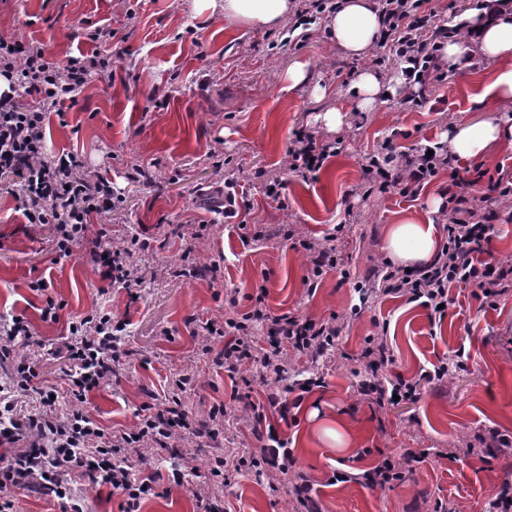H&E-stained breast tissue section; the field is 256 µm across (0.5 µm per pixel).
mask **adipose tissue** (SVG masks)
<instances>
[{
  "label": "adipose tissue",
  "instance_id": "obj_1",
  "mask_svg": "<svg viewBox=\"0 0 512 512\" xmlns=\"http://www.w3.org/2000/svg\"><path fill=\"white\" fill-rule=\"evenodd\" d=\"M223 3L225 17L246 25L279 27L287 17L290 0H195L198 12L213 9ZM469 38L445 43L441 55L449 69L470 68L474 60L495 67L496 76L487 87L489 95L512 100V8L478 6L461 17ZM328 29L338 47L353 57L370 54L382 28L371 0H344L336 13L329 17ZM511 135L491 124H466L454 129L450 144L461 159L479 157L491 143ZM440 249V241L430 224L404 219L390 225L385 239V251L397 265L430 262Z\"/></svg>",
  "mask_w": 512,
  "mask_h": 512
}]
</instances>
